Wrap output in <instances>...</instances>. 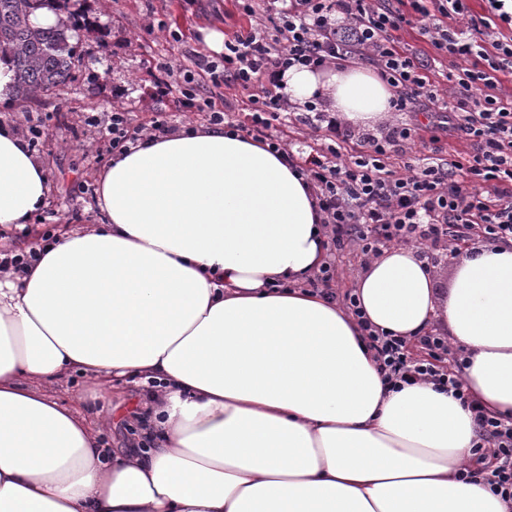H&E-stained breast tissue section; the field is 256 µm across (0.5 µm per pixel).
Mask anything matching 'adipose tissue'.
Wrapping results in <instances>:
<instances>
[{"mask_svg": "<svg viewBox=\"0 0 512 512\" xmlns=\"http://www.w3.org/2000/svg\"><path fill=\"white\" fill-rule=\"evenodd\" d=\"M284 85L357 127L391 112L368 69L296 66ZM50 192L0 123V227L33 223ZM96 195L105 224L62 230L0 277V512H512L459 477L469 410L427 384L390 389L357 319L307 290L328 241L281 154L181 128L113 155ZM353 293L378 332L447 329L466 390L512 416V241L454 258L443 297L417 248L391 246ZM73 373L100 394L148 382L144 439L104 448L47 391Z\"/></svg>", "mask_w": 512, "mask_h": 512, "instance_id": "adipose-tissue-1", "label": "adipose tissue"}]
</instances>
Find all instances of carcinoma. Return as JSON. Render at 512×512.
Returning <instances> with one entry per match:
<instances>
[{"label":"carcinoma","mask_w":512,"mask_h":512,"mask_svg":"<svg viewBox=\"0 0 512 512\" xmlns=\"http://www.w3.org/2000/svg\"><path fill=\"white\" fill-rule=\"evenodd\" d=\"M53 1L62 2L0 0V56L12 60L13 95L27 106L66 88L77 68L68 23L48 28L32 23V17Z\"/></svg>","instance_id":"carcinoma-1"}]
</instances>
